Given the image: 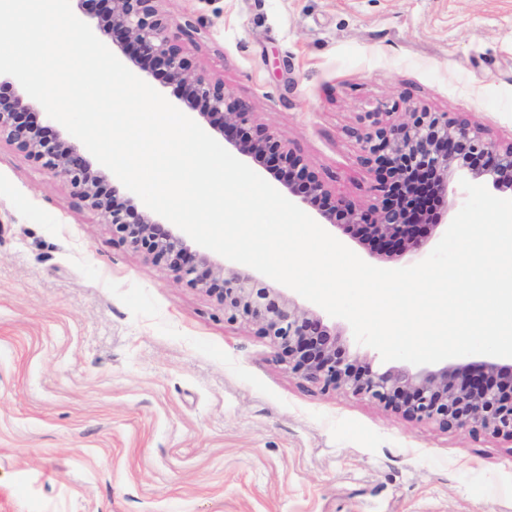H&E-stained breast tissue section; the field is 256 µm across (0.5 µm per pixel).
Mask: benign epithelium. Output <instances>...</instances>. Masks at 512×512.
<instances>
[{
    "mask_svg": "<svg viewBox=\"0 0 512 512\" xmlns=\"http://www.w3.org/2000/svg\"><path fill=\"white\" fill-rule=\"evenodd\" d=\"M109 2L112 9L106 34L113 50L136 67L146 60L163 71L180 85L185 106L211 124L224 146L279 171V181L288 194L303 203H319L320 215L327 222L342 217L345 233L363 245L385 252L421 251L425 228L441 226L454 206L455 190L450 184L465 168L460 161L464 154L477 160L468 167L472 179L497 193L512 194V143L500 146L486 139L480 129L446 112H406L398 122H386L380 119L381 113L370 112V128L358 140L381 200L364 210L332 193L304 157L253 123L241 103L225 94L223 82L192 70L181 33L162 18L159 0ZM33 108L34 104L15 93L0 97V140L48 172L65 177L121 243L205 292L224 308L228 320L241 321L269 340L293 375L324 392L343 390L367 398L409 421L512 441V361L459 362L413 372L395 366L377 369L350 358L342 334L320 314L241 269L204 266L183 235L161 229L147 215L130 220L135 206L119 202L115 187L103 191L104 176L93 170L79 145L58 137L42 139L30 130L22 115ZM216 116L220 117L217 124L212 122ZM420 170L433 176L442 201V212L437 215L421 205L415 180Z\"/></svg>",
    "mask_w": 512,
    "mask_h": 512,
    "instance_id": "benign-epithelium-1",
    "label": "benign epithelium"
}]
</instances>
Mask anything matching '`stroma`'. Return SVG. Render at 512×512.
<instances>
[{
    "label": "stroma",
    "mask_w": 512,
    "mask_h": 512,
    "mask_svg": "<svg viewBox=\"0 0 512 512\" xmlns=\"http://www.w3.org/2000/svg\"><path fill=\"white\" fill-rule=\"evenodd\" d=\"M195 72L336 195L426 109L512 143V0H160ZM0 512H512V442L324 392L0 142Z\"/></svg>",
    "instance_id": "obj_1"
}]
</instances>
